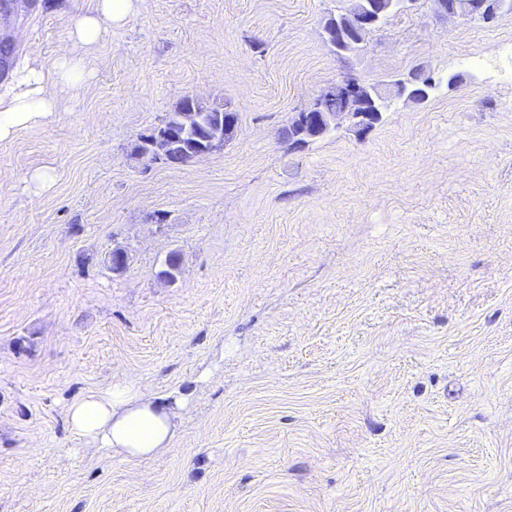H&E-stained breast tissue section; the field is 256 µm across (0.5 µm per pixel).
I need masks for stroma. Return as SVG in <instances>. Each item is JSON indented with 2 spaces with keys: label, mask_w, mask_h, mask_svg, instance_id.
<instances>
[{
  "label": "stroma",
  "mask_w": 512,
  "mask_h": 512,
  "mask_svg": "<svg viewBox=\"0 0 512 512\" xmlns=\"http://www.w3.org/2000/svg\"><path fill=\"white\" fill-rule=\"evenodd\" d=\"M92 5L8 0L0 93ZM349 6L137 0L51 120L0 141V512H512V12L420 0L341 58L321 26ZM420 69L460 82L289 143L343 77ZM187 96L236 110L223 152L132 156ZM123 375L184 398L170 451L69 431Z\"/></svg>",
  "instance_id": "35a3bbf8"
}]
</instances>
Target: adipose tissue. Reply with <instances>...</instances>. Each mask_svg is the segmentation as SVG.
Segmentation results:
<instances>
[{"instance_id":"adipose-tissue-1","label":"adipose tissue","mask_w":512,"mask_h":512,"mask_svg":"<svg viewBox=\"0 0 512 512\" xmlns=\"http://www.w3.org/2000/svg\"><path fill=\"white\" fill-rule=\"evenodd\" d=\"M134 7L135 0H95L93 9L74 17L73 43L95 44L105 27L123 24ZM84 70L83 57L70 52L50 67L26 66L15 71L10 92L0 95V141L18 130L43 125L57 112L64 95L79 84ZM180 410V405L160 403L135 382L122 380L74 400L66 421L89 452L104 449L149 458L170 450Z\"/></svg>"}]
</instances>
